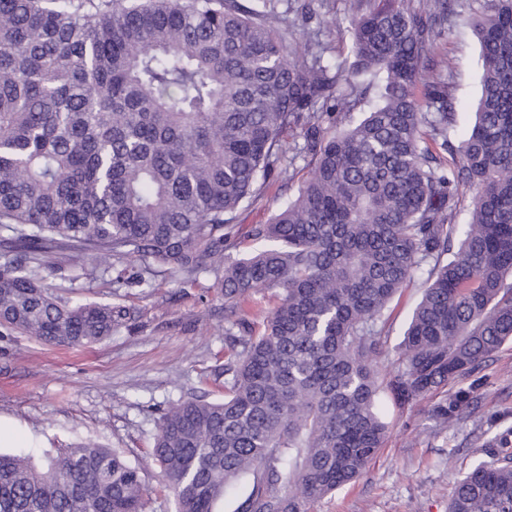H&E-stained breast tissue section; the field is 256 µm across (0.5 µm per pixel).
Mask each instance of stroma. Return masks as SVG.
<instances>
[{
  "instance_id": "1",
  "label": "stroma",
  "mask_w": 512,
  "mask_h": 512,
  "mask_svg": "<svg viewBox=\"0 0 512 512\" xmlns=\"http://www.w3.org/2000/svg\"><path fill=\"white\" fill-rule=\"evenodd\" d=\"M311 4L318 20L334 25L327 58L348 59V0ZM437 46L456 62L449 92L457 112L455 132L461 135L480 92L477 43L460 23ZM309 170L301 160L294 182L269 179L238 211L232 240L246 242L252 226L268 223L296 196ZM40 276L55 296L70 303L122 305L134 318L111 338L82 347L20 334L0 339V452H13L21 439L37 456L88 442L117 449L128 461L144 463L150 512H175L172 497L162 489L164 474L149 453L160 409L188 397L213 401L224 393V299L213 286V274L185 279L159 267L145 284L119 286L114 272L80 270L52 258ZM425 280V273H416L389 305L387 349L377 363L382 373L397 367L399 345ZM461 385L473 388L479 401L449 429L431 419L426 407L401 409L389 392H381L388 424L383 447L355 481L315 503L310 512H448L456 481L485 460L493 440L512 428V342Z\"/></svg>"
}]
</instances>
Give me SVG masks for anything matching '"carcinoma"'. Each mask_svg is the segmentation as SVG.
Segmentation results:
<instances>
[{"label":"carcinoma","mask_w":512,"mask_h":512,"mask_svg":"<svg viewBox=\"0 0 512 512\" xmlns=\"http://www.w3.org/2000/svg\"><path fill=\"white\" fill-rule=\"evenodd\" d=\"M278 2L0 0V336L84 346L131 320L48 292L56 254L213 273L224 296V398L158 417L175 512H215L241 481L242 512H309L383 446L381 390L401 407L439 397L428 413L450 428L478 396L448 385L512 341V0L469 18L462 0H349V64L325 60L308 4ZM464 19L481 96L456 140L437 40ZM299 157L298 195L232 255L238 210L270 174L291 182ZM421 270L384 378V312ZM259 288L280 293L255 325L240 314ZM489 455L448 512H512V453ZM141 473L91 443L0 454V512H147Z\"/></svg>","instance_id":"obj_1"}]
</instances>
